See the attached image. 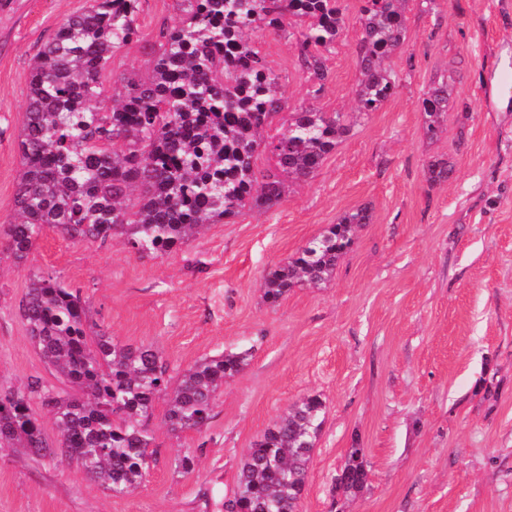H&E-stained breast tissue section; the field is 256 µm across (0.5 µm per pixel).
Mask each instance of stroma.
Listing matches in <instances>:
<instances>
[{
	"label": "stroma",
	"mask_w": 512,
	"mask_h": 512,
	"mask_svg": "<svg viewBox=\"0 0 512 512\" xmlns=\"http://www.w3.org/2000/svg\"><path fill=\"white\" fill-rule=\"evenodd\" d=\"M90 0H0V225L15 215L19 141L31 64ZM360 0L327 78L302 66L288 33H253L289 106L350 112L359 66ZM181 21L177 0H141L142 39L103 76L146 75L152 37ZM396 93L358 118L315 176L268 207L210 225L181 250L134 253L121 237L75 245L49 229L23 263L0 247V394L44 363L19 311L35 271L79 290L115 341L158 346L170 375L227 352L247 353L209 424L173 434L156 401V463L142 485L113 494L61 456L0 447V512H224L251 444L300 398L325 405L297 512H512V0H412L406 38L389 61ZM447 81L448 129L425 134L421 98ZM319 99H311L312 89ZM448 181L428 179L431 162ZM370 208L327 282L265 302L267 274L336 223ZM367 482L336 488L350 449ZM195 458L184 473L183 455Z\"/></svg>",
	"instance_id": "stroma-1"
}]
</instances>
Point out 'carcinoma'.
<instances>
[{
  "label": "carcinoma",
  "mask_w": 512,
  "mask_h": 512,
  "mask_svg": "<svg viewBox=\"0 0 512 512\" xmlns=\"http://www.w3.org/2000/svg\"><path fill=\"white\" fill-rule=\"evenodd\" d=\"M361 2L356 112L367 115L398 87L387 61L404 43L411 0ZM139 6L140 0H93L35 57L16 217L0 227L17 260L47 228L74 244L120 234L137 253L170 254L209 224L279 201L286 179L312 177L351 130L342 112L301 106L289 113L284 131L268 135L270 118L287 101L279 77L249 40L251 32L282 30L287 17L311 19L296 47L303 66L322 80L324 52L345 30L341 0H180L182 23L155 33L151 73L121 78L109 97L103 73L115 50L140 40ZM421 106L427 136L438 137L447 127L448 83L432 86ZM262 152L274 159L265 170L256 166ZM371 219L367 208L347 212L300 248L266 277V302L329 280L353 244L354 228ZM20 311L44 362L74 393L34 377L0 395V444L65 456L115 494L137 489L156 461L144 420L159 397L170 431H200L224 380L246 365L245 353L205 358L173 383L158 349L121 344L95 330L81 294L49 272L30 274ZM34 399L57 422L54 445L31 409ZM323 410L319 396L304 397L252 444L228 499L230 512H297ZM351 457L336 478L345 492L367 480L363 449H352Z\"/></svg>",
  "instance_id": "cac0c4a2"
}]
</instances>
